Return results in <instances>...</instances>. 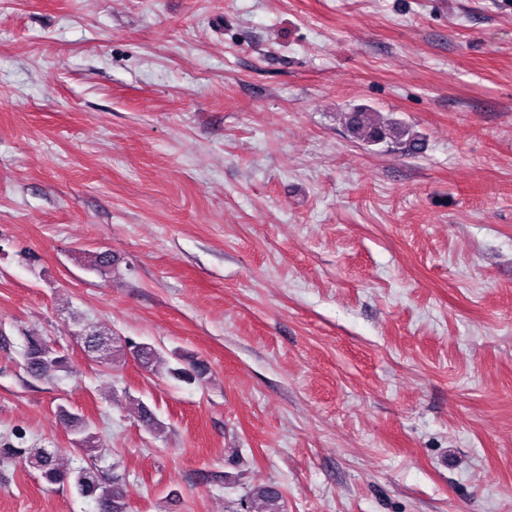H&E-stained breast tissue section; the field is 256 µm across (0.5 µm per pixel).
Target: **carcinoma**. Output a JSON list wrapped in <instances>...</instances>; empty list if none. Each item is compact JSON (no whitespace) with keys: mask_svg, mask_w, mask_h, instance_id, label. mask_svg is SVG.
<instances>
[{"mask_svg":"<svg viewBox=\"0 0 512 512\" xmlns=\"http://www.w3.org/2000/svg\"><path fill=\"white\" fill-rule=\"evenodd\" d=\"M345 124L352 137L367 145L382 144L408 155L417 154L422 149L423 139L412 127L384 119L380 113L369 109L346 113ZM108 337V333L94 331L81 336V342L85 352L95 358L98 340ZM25 344V367L30 376L47 379L67 368V356L46 337L29 334L25 336ZM128 350L144 368L153 372L165 365L160 352L151 345L132 342ZM166 373L185 383L199 385L205 380L206 367L195 358H187L175 367L166 365ZM60 414L70 423L75 444L85 452L83 465L73 467L62 462V448H0V459H23L34 465L47 482L72 486L81 496L93 499L98 512H129L124 484L115 480L106 485L97 474L95 459L102 444L97 434L91 431L90 424L63 409ZM136 416L149 430L157 433L162 431L163 426L145 404H138ZM226 512H286L284 495L273 484L252 486L239 498L229 501Z\"/></svg>","mask_w":512,"mask_h":512,"instance_id":"1","label":"carcinoma"}]
</instances>
